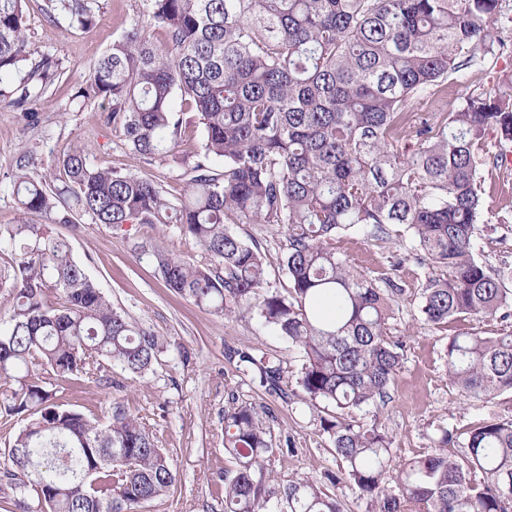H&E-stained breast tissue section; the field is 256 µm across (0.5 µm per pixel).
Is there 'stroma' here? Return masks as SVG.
Instances as JSON below:
<instances>
[{
  "label": "stroma",
  "mask_w": 512,
  "mask_h": 512,
  "mask_svg": "<svg viewBox=\"0 0 512 512\" xmlns=\"http://www.w3.org/2000/svg\"><path fill=\"white\" fill-rule=\"evenodd\" d=\"M42 5L43 0H27L25 7L33 47L37 54L61 62L66 73L39 107L37 119L0 99V225L23 221L51 224L49 216L19 210L10 181L23 162L47 182L60 184L64 178L60 161L74 149L81 150L95 166L147 173L169 198L181 197L184 167L134 156L121 135L100 120L95 106L75 96L82 76L123 35L139 0H98L97 22L87 29L71 26L63 18L48 19ZM484 179V208L475 253L489 266L512 269V223L501 221L503 215L512 214V169L486 170ZM52 226L69 240L74 258L113 307L151 327L166 344L155 373L126 381L124 388L108 391L90 385L78 390L63 382L53 386L58 402L83 405L100 416L105 415L109 399H118L140 412L147 424L163 435L180 481L170 496L153 501L145 512H224V499L217 490V472L224 465L219 415L233 393L240 400L271 408L277 417L275 431L288 434L296 444L295 455L270 457L267 469L272 476L283 481L305 473L319 479L325 471L337 470L314 410L243 384L235 360L228 356L229 350L254 347L281 354L287 362L284 381L293 390L302 366L298 351L265 329L256 317L227 319L174 293L158 276L152 257L131 250L132 243L147 241L195 259L199 249L192 238L172 234L159 224H127L116 229L86 218L74 226ZM233 230L269 253L270 285L287 289L288 276L279 264L285 226L237 224ZM335 246L354 267L385 275L407 290L392 322L395 335L407 343L403 367L388 403L377 414L359 415L362 423L376 422L385 428L395 463L429 450L440 429L460 428L512 410V404L504 401L469 399L449 383L443 358L447 331L413 316L426 270L406 258L397 240H373L356 227L337 237Z\"/></svg>",
  "instance_id": "35a3bbf8"
}]
</instances>
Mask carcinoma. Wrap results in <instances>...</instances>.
Returning <instances> with one entry per match:
<instances>
[{
    "instance_id": "obj_1",
    "label": "carcinoma",
    "mask_w": 512,
    "mask_h": 512,
    "mask_svg": "<svg viewBox=\"0 0 512 512\" xmlns=\"http://www.w3.org/2000/svg\"><path fill=\"white\" fill-rule=\"evenodd\" d=\"M96 2L44 0L43 11L87 28ZM503 2L142 0L77 97L100 106L133 155L187 166L179 201L148 175L94 167L77 150L61 160L60 186L19 165L11 191L22 212L189 236L196 261L152 251L166 285L226 318L253 315L299 350L293 396L318 411L340 472L271 478L267 460L294 455L295 445L275 435L270 408L236 403L220 419L224 512H344L333 491L341 482L371 512H512V415L446 429L434 449L399 466L382 426L354 419L385 405L402 369L406 344L391 322L405 289L355 270L332 246L358 225L377 240L402 226L407 251L428 269L425 323L509 316L512 274L479 261L474 247L481 171L499 166L496 149L512 143V89L474 79L512 51ZM24 13L25 0H0V97L34 117L65 69L48 55L32 59ZM453 87L459 103L434 109ZM191 126L202 138L187 159ZM233 224L286 225V292L269 287L268 254ZM5 250L0 288L12 304L0 317V416L29 418L8 443L0 482L24 512H139L179 482L157 431L121 402L102 423L57 403L48 385L110 389L115 367L143 379L163 342L112 307L49 225L0 228ZM445 357L465 396L512 400V333L454 334ZM229 358L251 383L283 394L279 355L253 348Z\"/></svg>"
}]
</instances>
